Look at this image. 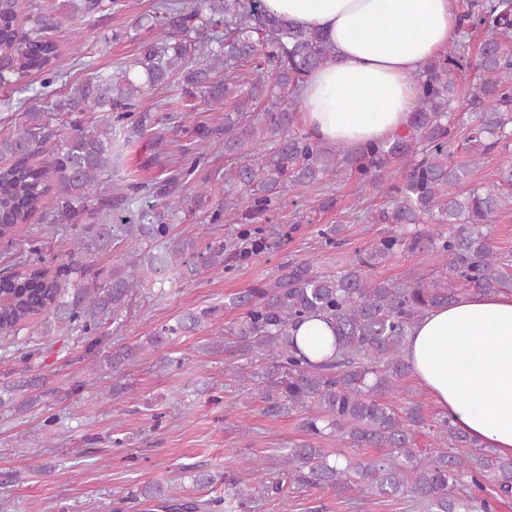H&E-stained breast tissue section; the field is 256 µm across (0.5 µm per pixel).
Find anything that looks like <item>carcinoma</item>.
Segmentation results:
<instances>
[{"label": "carcinoma", "mask_w": 512, "mask_h": 512, "mask_svg": "<svg viewBox=\"0 0 512 512\" xmlns=\"http://www.w3.org/2000/svg\"><path fill=\"white\" fill-rule=\"evenodd\" d=\"M25 2L0 0V57L17 87L33 75L46 88L61 77L60 45L51 33L67 20L121 7L118 0H78L69 14H33L29 33L21 35L18 21ZM460 19L464 27L472 23L483 30L475 60L468 62L458 43L448 45L422 68L409 128L390 142L348 150L295 127L290 109L307 76L333 56L318 31L269 13L263 0H156L146 21L158 36L140 45L138 57L110 74L87 78L53 103L54 110L72 116L70 132L57 137L33 105L23 110L18 129L0 138V239L14 238L39 213L69 229L73 245L50 267L32 239L10 271L0 274V348H10L37 320L42 336L75 333L90 351L106 324L127 308L138 277L157 278L179 266L192 275L218 274L226 263L246 261L268 246L266 228L257 226L209 244L190 260L189 244L170 238L167 220L176 210L175 195L153 182H129L118 201L129 205L143 196L156 198L139 210L137 223L123 225L120 243L130 260L104 274L87 259L90 249L112 243L95 229L112 220V197H101L100 188V176L114 162L112 128L143 126L141 100L180 74L191 98L180 104L186 120L194 118L200 103L235 94L233 111L224 117V152L239 165L226 173L231 189L211 212L212 223L258 221L277 210L285 186L310 185L341 172L354 174L363 187L389 183V205L378 220L397 229L346 269L322 272L308 259L286 263L274 278L230 298L229 305L244 309L230 327L236 351L272 359L265 372L267 410L304 413L302 428L309 440L288 449L283 473L336 491L356 486L379 496L404 494L426 512H494V503L512 498V458L477 447L446 416L432 425L433 450L421 454L412 448V427L424 422L420 405L400 411L387 401L410 373L406 337L428 309L448 305L464 291L512 289V253L495 250L484 230L502 205L501 183L512 184V169L500 183L459 193L467 171L451 162L448 151L456 126L450 75L469 66L478 75L469 94L475 119L467 127L469 146L478 153L473 163L499 143L512 141V0H481L477 14L467 11ZM242 63L250 75L243 89L235 81V68ZM90 112L106 113L105 129ZM51 139L56 144L46 152L43 144ZM397 164L403 174L394 182L390 169ZM49 194L53 207L46 211ZM144 244L150 246L145 253ZM404 251L437 253L446 258V271L409 284L373 276V269ZM209 317L207 309L186 312L163 323L147 345L170 344ZM313 317L333 330L334 356L325 362L312 361L296 344L294 330ZM145 346L119 348L108 361L118 369ZM324 435L387 453L377 461L339 467L311 442ZM464 478L479 492L491 486L492 499L457 496ZM256 482L274 494L282 488L279 481L268 483L259 464L245 462L226 497L177 508L244 512L245 488Z\"/></svg>", "instance_id": "1"}]
</instances>
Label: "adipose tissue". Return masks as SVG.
<instances>
[{
    "label": "adipose tissue",
    "instance_id": "1",
    "mask_svg": "<svg viewBox=\"0 0 512 512\" xmlns=\"http://www.w3.org/2000/svg\"><path fill=\"white\" fill-rule=\"evenodd\" d=\"M268 10L319 31L334 55L300 94L314 139L352 149L408 128L422 66L461 28L453 0H264ZM296 342L312 360L333 353V332L304 322ZM406 358L441 414L478 445L512 456V292L465 291L411 328Z\"/></svg>",
    "mask_w": 512,
    "mask_h": 512
}]
</instances>
